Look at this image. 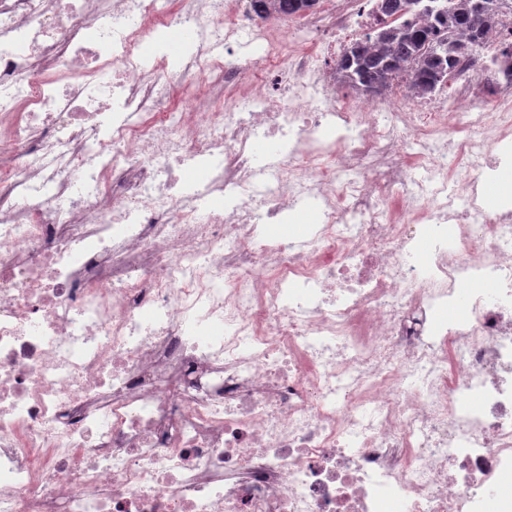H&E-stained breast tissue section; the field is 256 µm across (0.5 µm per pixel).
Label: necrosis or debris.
Here are the masks:
<instances>
[{
    "instance_id": "necrosis-or-debris-1",
    "label": "necrosis or debris",
    "mask_w": 512,
    "mask_h": 512,
    "mask_svg": "<svg viewBox=\"0 0 512 512\" xmlns=\"http://www.w3.org/2000/svg\"><path fill=\"white\" fill-rule=\"evenodd\" d=\"M318 2L251 27L250 81V0H0V512H512V0L498 91L460 54L382 100L336 85L373 0Z\"/></svg>"
}]
</instances>
